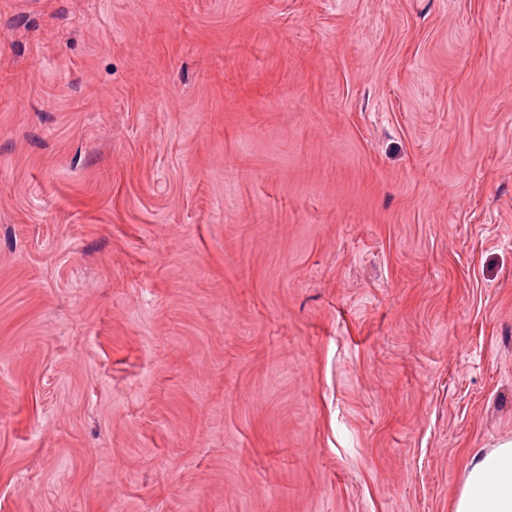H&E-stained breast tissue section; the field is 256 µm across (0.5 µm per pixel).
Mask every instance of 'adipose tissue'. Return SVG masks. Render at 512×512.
<instances>
[{
    "instance_id": "adipose-tissue-1",
    "label": "adipose tissue",
    "mask_w": 512,
    "mask_h": 512,
    "mask_svg": "<svg viewBox=\"0 0 512 512\" xmlns=\"http://www.w3.org/2000/svg\"><path fill=\"white\" fill-rule=\"evenodd\" d=\"M452 512H512V439L475 452Z\"/></svg>"
}]
</instances>
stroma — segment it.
Listing matches in <instances>:
<instances>
[{
	"label": "stroma",
	"mask_w": 512,
	"mask_h": 512,
	"mask_svg": "<svg viewBox=\"0 0 512 512\" xmlns=\"http://www.w3.org/2000/svg\"><path fill=\"white\" fill-rule=\"evenodd\" d=\"M512 439V0H0V512H451Z\"/></svg>",
	"instance_id": "obj_1"
}]
</instances>
